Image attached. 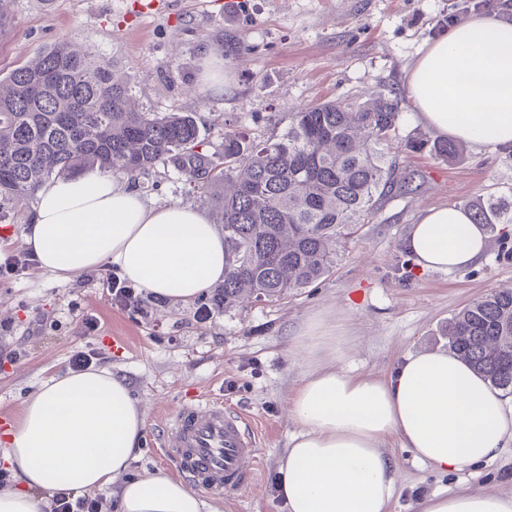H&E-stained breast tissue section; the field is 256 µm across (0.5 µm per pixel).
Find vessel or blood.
Wrapping results in <instances>:
<instances>
[{
	"mask_svg": "<svg viewBox=\"0 0 512 512\" xmlns=\"http://www.w3.org/2000/svg\"><path fill=\"white\" fill-rule=\"evenodd\" d=\"M161 455L210 496L243 488L259 466V439L246 416L207 398L182 405L170 421Z\"/></svg>",
	"mask_w": 512,
	"mask_h": 512,
	"instance_id": "obj_1",
	"label": "vessel or blood"
}]
</instances>
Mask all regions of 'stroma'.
Masks as SVG:
<instances>
[{
	"label": "stroma",
	"mask_w": 512,
	"mask_h": 512,
	"mask_svg": "<svg viewBox=\"0 0 512 512\" xmlns=\"http://www.w3.org/2000/svg\"><path fill=\"white\" fill-rule=\"evenodd\" d=\"M457 0H243L225 12L224 0H0L10 26L0 36V78L28 64L50 45L75 41L113 64L143 112L194 113L206 149L222 153L232 123L254 134L269 132V115L328 100L391 90L402 99L403 131L419 128L405 101V76L426 42L444 26ZM221 65L224 88L205 89V62ZM402 170L417 189L389 198L373 223L350 240L334 270L312 287L282 300L243 302L197 313L210 294L182 303L150 299L148 318L137 319L111 302V266L61 280L29 267L0 279V347L22 349L20 360L0 361V420L12 417L26 395L67 371L74 351L90 346L101 365L123 376L141 403L145 435L130 475L165 469L158 443L165 420L186 398L216 393L249 416L261 435V475L254 484L210 499L212 512H285L275 478L297 424L287 400L303 365L294 350L301 327L332 315L350 336L341 367L353 373H387L403 354L448 347L444 328L465 305L512 288V234L487 229V250L469 269H418L404 247L424 208L468 205L489 198L512 202V148L465 146L453 162L430 152L400 153ZM113 177L157 205L207 209V199L185 177L157 167L138 181ZM33 200H0V253L22 249ZM100 327L84 336L82 317ZM125 337L122 349L112 346ZM398 469L390 512H417L420 500L463 487L512 489V441L499 457L443 474L389 441Z\"/></svg>",
	"instance_id": "obj_1"
}]
</instances>
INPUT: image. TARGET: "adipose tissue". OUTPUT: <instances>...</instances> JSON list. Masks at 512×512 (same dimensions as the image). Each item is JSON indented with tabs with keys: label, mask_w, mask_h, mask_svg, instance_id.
<instances>
[{
	"label": "adipose tissue",
	"mask_w": 512,
	"mask_h": 512,
	"mask_svg": "<svg viewBox=\"0 0 512 512\" xmlns=\"http://www.w3.org/2000/svg\"><path fill=\"white\" fill-rule=\"evenodd\" d=\"M406 96L435 133L480 148L512 147V24L478 14L441 30L409 68ZM23 244L40 272L69 279L103 265L162 299L189 302L224 280V233L204 211L158 207L97 170L43 184ZM405 248L426 270L459 272L487 248L460 205L433 206ZM348 342L326 317L295 343L306 367L288 400L298 424L278 469L286 512H389L397 440L442 473L495 459L512 441V406L456 354L406 353L384 377L337 370ZM145 416L109 369L67 371L31 392L0 427V512H42L43 492L113 486L116 512H209L181 480L128 476ZM419 512H512V491L436 493Z\"/></svg>",
	"instance_id": "adipose-tissue-1"
}]
</instances>
